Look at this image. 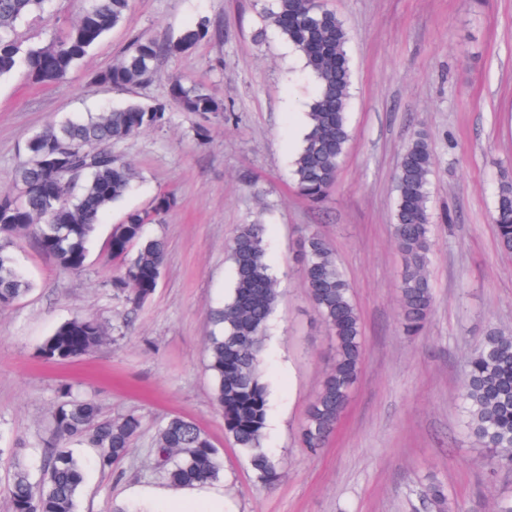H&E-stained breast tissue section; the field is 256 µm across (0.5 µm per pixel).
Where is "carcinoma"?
<instances>
[{"label":"carcinoma","mask_w":512,"mask_h":512,"mask_svg":"<svg viewBox=\"0 0 512 512\" xmlns=\"http://www.w3.org/2000/svg\"><path fill=\"white\" fill-rule=\"evenodd\" d=\"M50 0H0V77L24 69L27 79L52 84L64 79L94 46L120 24L131 0H76L78 17L48 43L23 47L16 27L24 17L42 12ZM267 23L297 52L314 81L307 104L306 133L292 164L299 193L313 203L325 199L336 183L351 137L348 109L352 89L349 35L343 21L323 0H273ZM210 34L199 21L160 42L134 36L121 59L99 72L95 81L128 88L148 80L163 56H182ZM183 112L210 114L224 104L202 84L175 78L169 100L128 101L105 112L62 118L32 134L18 164L12 187L0 190V309H7L32 289L16 264L19 236H33L63 269L85 265L88 244L102 213L132 188L136 172L112 146L170 121L169 103ZM436 159L425 135L406 146L395 179L394 244L403 258L399 285V324L417 336L429 323L434 294L427 277L437 225L429 210L430 177ZM175 198L160 197L150 213L132 212L113 227L112 256L123 259L112 287L127 304L140 306L158 281L147 269L161 270L163 240L145 236V225L160 220ZM493 222L503 252L512 253V177L503 174L495 187ZM265 225L243 224L232 238L229 259L234 284L224 307L212 313L218 330L207 338L208 370L214 398L224 413V430L248 457L257 481L275 484L279 464L263 441L269 413V389L263 380L261 353L269 320L280 293L267 261ZM138 244L128 255L131 244ZM301 276L314 313L331 338V367L298 432L300 447L312 454L326 446L357 382L363 357L361 320L352 288L326 240L309 233L301 249ZM108 340L106 328L92 317H75L46 338L40 355L61 362L81 357ZM464 425L480 445L476 460L493 471H512V334L497 329L481 337L464 365L461 394ZM56 444L43 450L38 469L15 466L7 512H79L86 481V459L75 443L89 449L94 464L109 470L126 458L142 421L134 412L100 418L95 401L58 390L51 410ZM156 468L173 486L210 483L222 471L221 453L191 420L171 417L150 448ZM426 497L433 512H457L445 485L431 482Z\"/></svg>","instance_id":"carcinoma-1"}]
</instances>
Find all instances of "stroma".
<instances>
[{
  "label": "stroma",
  "instance_id": "stroma-1",
  "mask_svg": "<svg viewBox=\"0 0 512 512\" xmlns=\"http://www.w3.org/2000/svg\"><path fill=\"white\" fill-rule=\"evenodd\" d=\"M350 36L351 138L322 205L302 197L291 163L305 132L310 83L301 57L265 21L271 0H132L123 21L66 79L53 85L22 73L0 78V188L12 185L27 139L75 113L128 99L166 97L173 77L204 84L227 115L176 111L170 124L116 146L136 170L134 188L106 213L81 271L59 269L34 238L14 254L33 284L0 311V512L21 449L38 461L53 440L50 409L67 382L104 415L137 412L141 433L127 459L90 468L80 512H112L136 486L162 488L149 450L164 418L195 422L219 448L214 486L224 512H427L424 490L444 481L461 512H491L512 494V472L490 476L472 464L479 449L459 421L464 363L495 326L512 331V255L492 222L501 169L512 171V0H325ZM210 21L189 56L162 58L152 77L113 89L94 76L117 62L131 38L169 39ZM76 18L73 0L17 27L28 43L47 41ZM209 130L198 143L197 126ZM437 158L429 209L442 231L428 275L432 318L417 337L398 324L402 257L393 242L394 179L416 131ZM176 205L145 233L161 238L158 285L136 310L113 290L118 263L108 248L128 213ZM261 223L280 298L262 352L269 386L265 446L280 463L271 487L254 477L224 432L213 400L205 339L210 315L233 287L226 247L240 225ZM320 233L350 282L364 355L359 380L334 436L316 455L298 430L331 364L330 338L300 278V246ZM97 319L106 343L84 356L45 362L42 342L76 314Z\"/></svg>",
  "mask_w": 512,
  "mask_h": 512
}]
</instances>
